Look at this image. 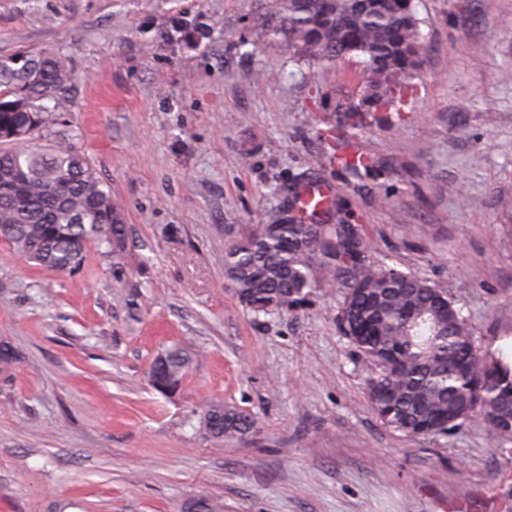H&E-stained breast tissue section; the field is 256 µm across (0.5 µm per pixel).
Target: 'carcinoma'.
Here are the masks:
<instances>
[{"label": "carcinoma", "mask_w": 512, "mask_h": 512, "mask_svg": "<svg viewBox=\"0 0 512 512\" xmlns=\"http://www.w3.org/2000/svg\"><path fill=\"white\" fill-rule=\"evenodd\" d=\"M264 34L297 59L362 64L370 108L392 107L419 77L421 19L415 0H265L257 17ZM75 80L68 59L53 52L0 55V240L38 265L74 273L90 244L121 267L127 226L86 157L73 145L29 147L49 123L48 102ZM359 113H336L324 132L330 164L362 177L374 160L349 150ZM13 129L28 135L11 138ZM302 176L282 190L288 210L254 224L230 243L224 274L241 304L258 317L286 314L324 288L343 289L338 320L368 363L365 391L387 427L407 436L446 437L465 422H491L497 442L512 443V368L476 345L448 287L372 260L367 225L356 217H320L335 196L302 200ZM192 344L159 355L149 372L158 392L181 387ZM257 420L222 402L206 405L201 427L232 442Z\"/></svg>", "instance_id": "cac0c4a2"}]
</instances>
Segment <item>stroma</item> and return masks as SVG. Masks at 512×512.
Returning <instances> with one entry per match:
<instances>
[{
    "instance_id": "35a3bbf8",
    "label": "stroma",
    "mask_w": 512,
    "mask_h": 512,
    "mask_svg": "<svg viewBox=\"0 0 512 512\" xmlns=\"http://www.w3.org/2000/svg\"><path fill=\"white\" fill-rule=\"evenodd\" d=\"M261 4L0 0V54L54 50L76 75L36 145L75 144L128 228L121 269L92 245L71 275L0 241V342L21 355L0 371V512H449L487 493L512 512L488 427L414 437L374 415L340 294L257 318L224 276L228 244L305 173L374 260L447 286L480 346L512 337V0H417L420 77L365 116L352 148L375 165L349 183L317 118L359 102L362 67L293 61ZM187 338L180 391H155L154 358ZM212 400L258 432L206 436Z\"/></svg>"
}]
</instances>
